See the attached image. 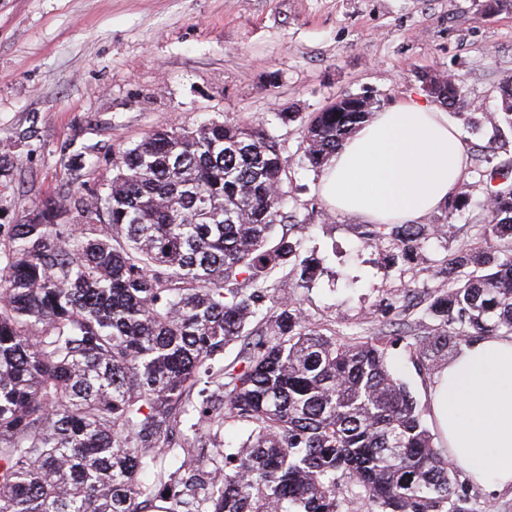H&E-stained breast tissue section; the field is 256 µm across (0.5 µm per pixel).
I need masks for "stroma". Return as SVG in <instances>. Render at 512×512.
Wrapping results in <instances>:
<instances>
[{"instance_id": "35a3bbf8", "label": "stroma", "mask_w": 512, "mask_h": 512, "mask_svg": "<svg viewBox=\"0 0 512 512\" xmlns=\"http://www.w3.org/2000/svg\"><path fill=\"white\" fill-rule=\"evenodd\" d=\"M433 71L454 74L472 105L445 113L468 149L459 188L472 204L427 215L442 232L407 260L323 201L318 173L299 162L303 124L346 92H371L381 108L424 96ZM510 75L512 9L483 14L475 0H0V239L47 202L66 227L97 223L83 201L156 129H264L292 161L290 234L318 263L308 287L281 279L282 294L325 333L399 334L388 364L428 424L436 373L415 345L440 326L425 300L447 287L448 255L485 244L475 168L484 150L512 161V131L494 137L490 122Z\"/></svg>"}]
</instances>
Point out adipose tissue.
Masks as SVG:
<instances>
[{
	"label": "adipose tissue",
	"instance_id": "adipose-tissue-1",
	"mask_svg": "<svg viewBox=\"0 0 512 512\" xmlns=\"http://www.w3.org/2000/svg\"><path fill=\"white\" fill-rule=\"evenodd\" d=\"M467 147L436 105L411 98L374 113L331 157L319 191L370 224H411L443 206ZM450 461L487 490L512 488V336L472 341L429 393Z\"/></svg>",
	"mask_w": 512,
	"mask_h": 512
}]
</instances>
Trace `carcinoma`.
<instances>
[{"label":"carcinoma","instance_id":"cac0c4a2","mask_svg":"<svg viewBox=\"0 0 512 512\" xmlns=\"http://www.w3.org/2000/svg\"><path fill=\"white\" fill-rule=\"evenodd\" d=\"M434 101L466 107L452 75ZM344 93L306 121L319 171L371 116ZM499 122L512 130V79ZM290 161L263 131L208 120L124 149L77 233L48 202L0 245V512H475L391 371L388 336L328 335L279 294L290 266ZM483 234L512 238V163L482 171ZM425 224H380L417 251ZM418 354L438 368L512 334V249H460ZM238 351L224 361L229 347ZM246 431L236 446L224 425Z\"/></svg>","mask_w":512,"mask_h":512}]
</instances>
